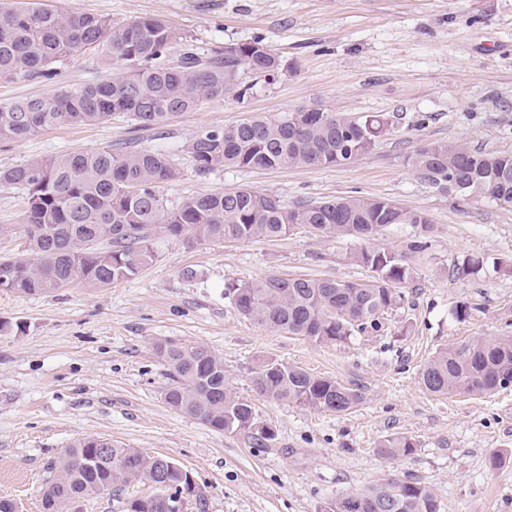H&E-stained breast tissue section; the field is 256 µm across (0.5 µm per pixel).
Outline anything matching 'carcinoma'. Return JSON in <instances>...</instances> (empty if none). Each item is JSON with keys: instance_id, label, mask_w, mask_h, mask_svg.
<instances>
[{"instance_id": "cac0c4a2", "label": "carcinoma", "mask_w": 512, "mask_h": 512, "mask_svg": "<svg viewBox=\"0 0 512 512\" xmlns=\"http://www.w3.org/2000/svg\"><path fill=\"white\" fill-rule=\"evenodd\" d=\"M183 46L178 58L172 50ZM101 48L112 76L62 87L54 93L0 102V140L25 141L64 125L103 123L126 114L139 126L165 124L209 99L233 91L240 102L253 94L243 81L281 71L278 57L261 40L200 51L188 35L160 17L114 21L93 14H61L36 0H0V82L50 80L58 66ZM391 124L380 114L357 118L342 112H278L197 132L186 146L200 176L220 168L277 169L346 166L370 152ZM421 181L463 196L486 198L512 208V153L485 152L464 143H429L406 159ZM179 177L169 157L151 149L120 153L103 148L71 151L0 168V186L26 190L27 253L0 256V286L21 295L50 293L73 282L101 288L137 275L153 262L156 233L222 244L277 241L301 227L319 237H351L361 243L354 261L370 275L340 281L309 275H267L225 286L238 312L269 328L315 342L341 344L381 329V319L403 303L413 281L411 258L428 248L434 225L422 210L382 197L347 196L288 207L274 195L242 186L194 196L178 204L162 188ZM414 229L407 251L376 244L383 231ZM166 367L162 398L172 409L227 432H258L269 440L250 399L231 391L224 361L204 344L166 341L155 347ZM432 394L486 395L512 382V336H474L441 349L420 373ZM256 391L300 407L345 413L363 396L335 380L269 360L253 379ZM107 449L99 462L96 448ZM409 438L385 440L386 456L410 454ZM160 457L107 439L79 437L52 461L41 496L42 512H67L81 499L108 495L122 512L132 480L151 481ZM341 512H440L437 499L419 482L388 478L338 497Z\"/></svg>"}]
</instances>
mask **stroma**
Segmentation results:
<instances>
[{"instance_id": "1", "label": "stroma", "mask_w": 512, "mask_h": 512, "mask_svg": "<svg viewBox=\"0 0 512 512\" xmlns=\"http://www.w3.org/2000/svg\"><path fill=\"white\" fill-rule=\"evenodd\" d=\"M48 8L131 20L157 16L194 47L263 40L284 72L247 101H204L157 129L123 114L60 126L27 141L0 140V168L73 150L152 149L181 171L170 201L241 186L294 206L349 195L385 197L425 211L435 230L416 259L405 302L380 331L324 344L242 316L225 284L269 274L363 280L348 237L298 228L276 242L213 244L157 237L138 275L104 287L80 283L45 294L0 289V497L40 512L47 465L76 438L95 436L172 459L210 501L209 512H325L329 503L389 477L426 486L441 512H512V386L482 396L426 391L420 372L468 336H512V211L462 201L422 182L406 158L431 142L512 152V0H41ZM101 50L60 65L49 81L0 83V101L106 77ZM304 107L385 114L393 128L346 166L197 175L185 152L196 132L254 114ZM26 193L0 187V255L25 249ZM470 256L483 269L460 277ZM468 315H460L461 306ZM202 343L224 376L274 431H215L162 400L166 369L153 346ZM269 360L359 390L344 414L260 396L252 380ZM417 443L381 454L384 440ZM503 463L489 468L490 455Z\"/></svg>"}]
</instances>
